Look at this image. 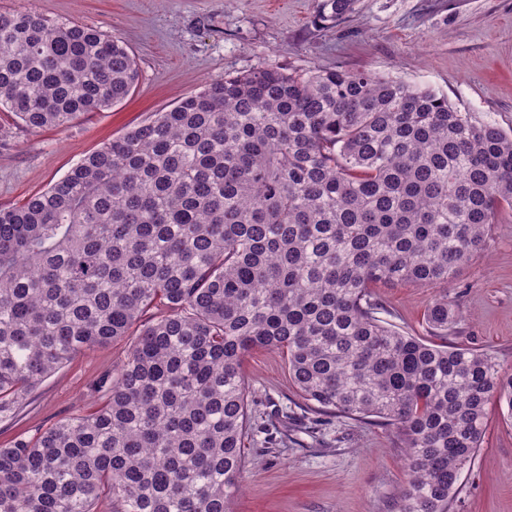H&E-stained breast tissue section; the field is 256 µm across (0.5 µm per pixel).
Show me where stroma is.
Masks as SVG:
<instances>
[{"label":"stroma","mask_w":512,"mask_h":512,"mask_svg":"<svg viewBox=\"0 0 512 512\" xmlns=\"http://www.w3.org/2000/svg\"><path fill=\"white\" fill-rule=\"evenodd\" d=\"M52 20L120 37L139 78L121 105L68 128L30 132L0 112V207L63 178L88 153L227 74L264 66L286 72L365 71L429 87L473 122L512 135V0H355L339 25H314L316 0H34ZM381 318L429 339L436 288L379 286ZM458 322L449 343L493 354L512 370V209L497 212L486 249L448 292ZM128 340L79 353L47 376L9 420L0 446L91 408L99 381L124 361ZM252 431L245 491L231 512H398L407 484L391 427L307 408L281 354L247 356ZM450 512H512V427L497 403L463 472Z\"/></svg>","instance_id":"1"}]
</instances>
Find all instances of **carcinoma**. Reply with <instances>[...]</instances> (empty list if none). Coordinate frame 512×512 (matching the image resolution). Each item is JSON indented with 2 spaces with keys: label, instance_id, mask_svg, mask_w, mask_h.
I'll return each mask as SVG.
<instances>
[{
  "label": "carcinoma",
  "instance_id": "carcinoma-1",
  "mask_svg": "<svg viewBox=\"0 0 512 512\" xmlns=\"http://www.w3.org/2000/svg\"><path fill=\"white\" fill-rule=\"evenodd\" d=\"M354 0H317L334 27ZM124 41L0 13V112L31 132L121 104ZM512 208V136L365 72L227 75L0 208V420L79 352L131 339L97 407L0 447V512H228L256 350L310 407L395 429L398 512H450L512 372L381 320L379 285L447 288ZM156 310L157 315L147 316Z\"/></svg>",
  "mask_w": 512,
  "mask_h": 512
}]
</instances>
